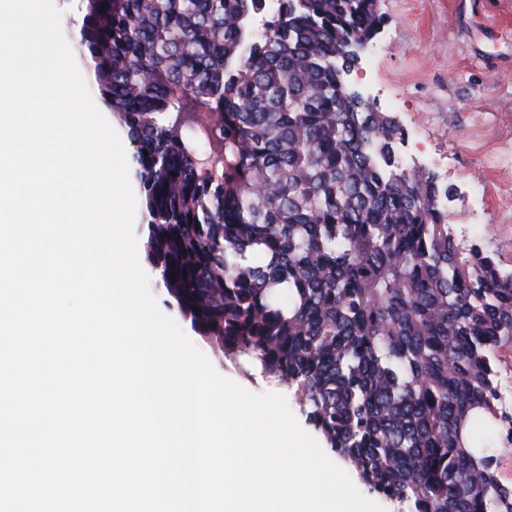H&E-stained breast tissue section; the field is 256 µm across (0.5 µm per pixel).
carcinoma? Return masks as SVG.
<instances>
[{
  "instance_id": "1",
  "label": "carcinoma",
  "mask_w": 512,
  "mask_h": 512,
  "mask_svg": "<svg viewBox=\"0 0 512 512\" xmlns=\"http://www.w3.org/2000/svg\"><path fill=\"white\" fill-rule=\"evenodd\" d=\"M79 51L136 150L146 259L224 357L296 387L326 447L409 512H512V272L456 240L405 131L345 76L376 0H82ZM149 155H144L143 151Z\"/></svg>"
}]
</instances>
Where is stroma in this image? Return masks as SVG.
<instances>
[{
	"mask_svg": "<svg viewBox=\"0 0 512 512\" xmlns=\"http://www.w3.org/2000/svg\"><path fill=\"white\" fill-rule=\"evenodd\" d=\"M377 10L376 49L362 55L349 87L405 130L400 158L448 188L449 224L474 228L464 244L482 245L512 271V0H377ZM149 288L221 375L254 394L275 391L248 358L226 360L196 334L158 277Z\"/></svg>",
	"mask_w": 512,
	"mask_h": 512,
	"instance_id": "obj_1",
	"label": "stroma"
}]
</instances>
